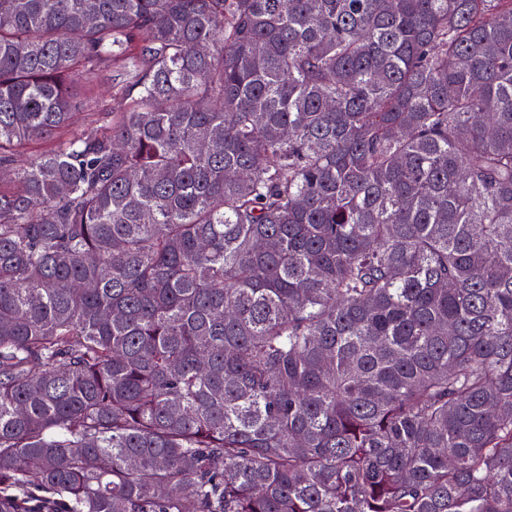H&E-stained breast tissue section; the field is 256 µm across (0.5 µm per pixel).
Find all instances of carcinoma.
Returning <instances> with one entry per match:
<instances>
[{"label": "carcinoma", "instance_id": "1", "mask_svg": "<svg viewBox=\"0 0 512 512\" xmlns=\"http://www.w3.org/2000/svg\"><path fill=\"white\" fill-rule=\"evenodd\" d=\"M0 512H512V0H0ZM114 73L112 71L101 72L86 90L79 95L78 118L83 121L87 112H98L99 109L111 103L112 82Z\"/></svg>", "mask_w": 512, "mask_h": 512}]
</instances>
